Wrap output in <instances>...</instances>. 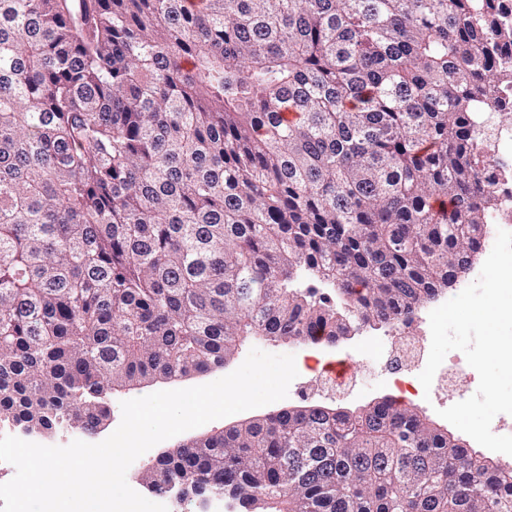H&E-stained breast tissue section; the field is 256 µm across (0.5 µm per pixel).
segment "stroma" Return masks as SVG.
<instances>
[{
    "label": "stroma",
    "instance_id": "stroma-1",
    "mask_svg": "<svg viewBox=\"0 0 512 512\" xmlns=\"http://www.w3.org/2000/svg\"><path fill=\"white\" fill-rule=\"evenodd\" d=\"M259 348L273 354H291L295 357L298 371L297 378L291 383L289 394L279 405H266L251 410L250 415L261 418L273 412L275 407H304L322 405L344 410L355 409L366 405L380 397L396 394L397 389L391 384V370L395 361L404 360L405 355L401 346L399 331H391L388 338L377 349L367 351L362 348L357 339L341 342L333 347L296 343L292 341L271 342L261 336L250 337L239 348L235 355L221 367H215L208 372L194 374L177 380H156L140 386L126 387L109 392L106 401L110 407V417L94 434H86L84 430L69 425H62L52 434L42 435L28 433L5 423L0 425V433L15 436L48 446H61L71 438H84L95 443L110 436L121 422V403L125 400L143 397L163 390H175L204 385L213 382L237 369L247 357L251 348ZM349 359L355 364L352 374L353 386L344 393L323 395L317 393L314 379L322 373L326 361ZM479 376L473 368H466L463 374L454 377L448 384V390L435 399L426 400L418 396H406L405 401L416 407L419 412L430 420H438V411L442 404L457 403L469 398V388L477 384ZM238 415L217 419L195 429L183 432L173 438L162 441L144 453L140 460L132 464L127 471L126 479L129 485L137 488L139 494H146L147 488L141 481V475L148 465L163 451L174 448L179 443L199 437L214 431L224 430L225 427L238 422Z\"/></svg>",
    "mask_w": 512,
    "mask_h": 512
}]
</instances>
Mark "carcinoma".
<instances>
[{"instance_id":"1","label":"carcinoma","mask_w":512,"mask_h":512,"mask_svg":"<svg viewBox=\"0 0 512 512\" xmlns=\"http://www.w3.org/2000/svg\"><path fill=\"white\" fill-rule=\"evenodd\" d=\"M503 0H0V420L250 336L399 327L465 277L512 138ZM245 512H512V467L387 397L243 420L148 473Z\"/></svg>"}]
</instances>
